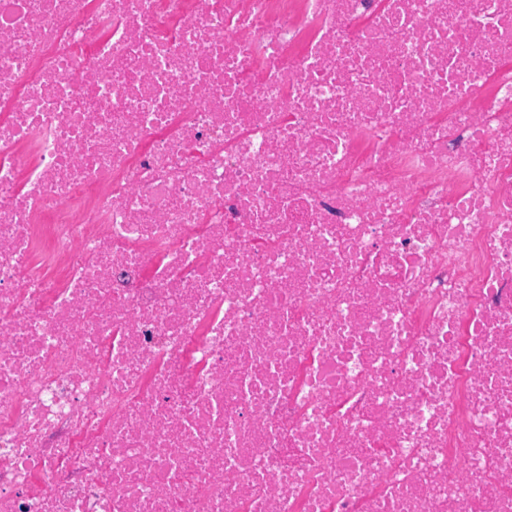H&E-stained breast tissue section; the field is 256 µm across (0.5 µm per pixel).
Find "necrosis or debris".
I'll use <instances>...</instances> for the list:
<instances>
[{
	"mask_svg": "<svg viewBox=\"0 0 512 512\" xmlns=\"http://www.w3.org/2000/svg\"><path fill=\"white\" fill-rule=\"evenodd\" d=\"M0 512H512V0H0Z\"/></svg>",
	"mask_w": 512,
	"mask_h": 512,
	"instance_id": "4bbe7bcc",
	"label": "necrosis or debris"
}]
</instances>
